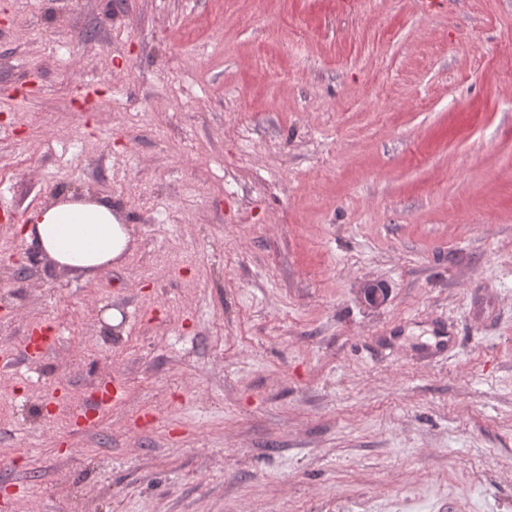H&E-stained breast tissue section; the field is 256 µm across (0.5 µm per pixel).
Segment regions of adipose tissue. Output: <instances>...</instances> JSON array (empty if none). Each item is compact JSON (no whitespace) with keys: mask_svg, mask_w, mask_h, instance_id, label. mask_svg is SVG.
Returning a JSON list of instances; mask_svg holds the SVG:
<instances>
[{"mask_svg":"<svg viewBox=\"0 0 512 512\" xmlns=\"http://www.w3.org/2000/svg\"><path fill=\"white\" fill-rule=\"evenodd\" d=\"M20 233L39 259L87 277L124 256L131 242L129 229L104 199L70 197L41 207Z\"/></svg>","mask_w":512,"mask_h":512,"instance_id":"ef3b65f1","label":"adipose tissue"}]
</instances>
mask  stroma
<instances>
[{"instance_id": "obj_1", "label": "stroma", "mask_w": 512, "mask_h": 512, "mask_svg": "<svg viewBox=\"0 0 512 512\" xmlns=\"http://www.w3.org/2000/svg\"><path fill=\"white\" fill-rule=\"evenodd\" d=\"M0 512H512V0H0ZM19 231L39 259L86 277L124 257L131 242L129 229L104 199L70 196L39 208Z\"/></svg>"}]
</instances>
